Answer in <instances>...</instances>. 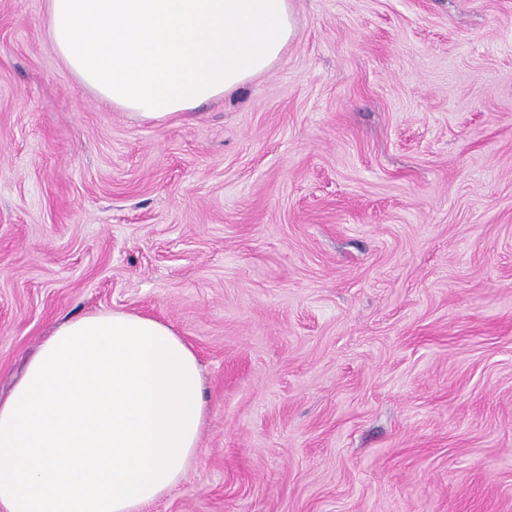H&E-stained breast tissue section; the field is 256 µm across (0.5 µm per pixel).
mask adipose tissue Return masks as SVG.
Segmentation results:
<instances>
[{"instance_id":"obj_1","label":"adipose tissue","mask_w":512,"mask_h":512,"mask_svg":"<svg viewBox=\"0 0 512 512\" xmlns=\"http://www.w3.org/2000/svg\"><path fill=\"white\" fill-rule=\"evenodd\" d=\"M47 34L101 100L166 121L267 72L296 24L289 0H47ZM203 388L157 319L57 325L0 401V512H148L196 455Z\"/></svg>"}]
</instances>
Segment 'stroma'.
<instances>
[{"instance_id":"obj_1","label":"stroma","mask_w":512,"mask_h":512,"mask_svg":"<svg viewBox=\"0 0 512 512\" xmlns=\"http://www.w3.org/2000/svg\"><path fill=\"white\" fill-rule=\"evenodd\" d=\"M239 94L154 123L0 0V396L66 318L195 352L150 512H512V0H289Z\"/></svg>"}]
</instances>
